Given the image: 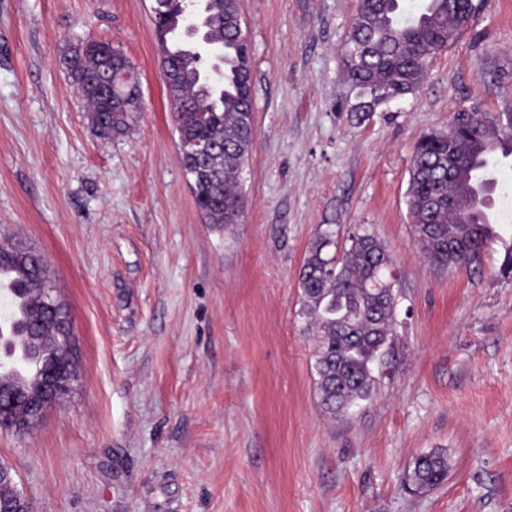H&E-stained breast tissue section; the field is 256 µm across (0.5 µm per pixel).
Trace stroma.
<instances>
[{
    "label": "stroma",
    "instance_id": "35a3bbf8",
    "mask_svg": "<svg viewBox=\"0 0 512 512\" xmlns=\"http://www.w3.org/2000/svg\"><path fill=\"white\" fill-rule=\"evenodd\" d=\"M154 0H0V247L43 255L78 379L0 433L31 512H512V160L480 263L431 265L407 217L411 156L455 112L512 110V0H484L423 82L360 121L339 49L358 0H240L255 137L242 223L186 180ZM121 49L143 109L106 136L62 59ZM374 233L398 271L395 356L339 420L319 406L298 277L321 226ZM447 453L416 495L414 459ZM448 456L442 451L420 455L405 481V489L411 493H423L439 487L448 478Z\"/></svg>",
    "mask_w": 512,
    "mask_h": 512
}]
</instances>
